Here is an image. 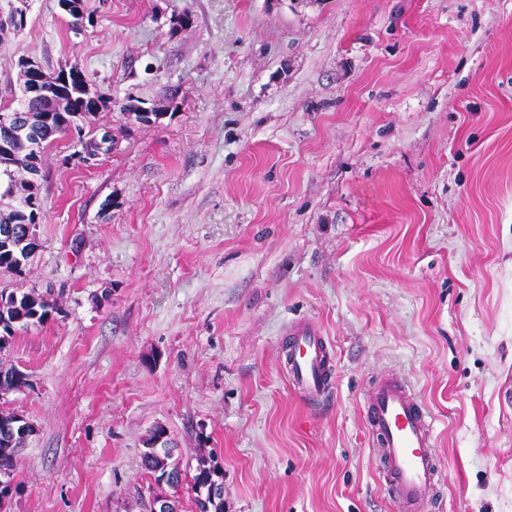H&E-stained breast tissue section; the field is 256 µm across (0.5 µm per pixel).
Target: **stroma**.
Masks as SVG:
<instances>
[{
  "label": "stroma",
  "instance_id": "stroma-1",
  "mask_svg": "<svg viewBox=\"0 0 512 512\" xmlns=\"http://www.w3.org/2000/svg\"><path fill=\"white\" fill-rule=\"evenodd\" d=\"M83 4L75 33L33 0L0 48V106L18 57L75 66L113 138L45 151L39 246L0 270L58 308L0 351L26 378L0 415L33 427L9 512H149L159 426L179 512L203 461L224 512H395L365 418L387 374L434 419L435 512H512V0ZM303 319L334 352L314 409ZM84 127L73 126L71 128V136H74L75 133L78 134L79 140L78 144L81 146V150H77L72 153L71 161H76L78 164L85 162V158L89 156L97 155L99 152L103 151V148L106 146V143L110 140V136L107 133H103L100 139L97 137H93L89 140H84L83 138ZM288 336L289 381L310 404L316 405L333 387L332 347L313 321L291 325ZM172 458V448L168 446V440L164 439L159 448H149L143 455L144 468L156 475L155 481L160 484V477L169 467L168 461Z\"/></svg>",
  "mask_w": 512,
  "mask_h": 512
}]
</instances>
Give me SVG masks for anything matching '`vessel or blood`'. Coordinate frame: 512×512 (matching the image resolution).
<instances>
[{"instance_id": "1", "label": "vessel or blood", "mask_w": 512, "mask_h": 512, "mask_svg": "<svg viewBox=\"0 0 512 512\" xmlns=\"http://www.w3.org/2000/svg\"><path fill=\"white\" fill-rule=\"evenodd\" d=\"M286 362L292 386L310 404L330 393L332 347L315 322L289 327ZM367 417L380 441L385 489L397 512H428L437 498L439 471L425 410L402 382L386 378L368 396Z\"/></svg>"}]
</instances>
